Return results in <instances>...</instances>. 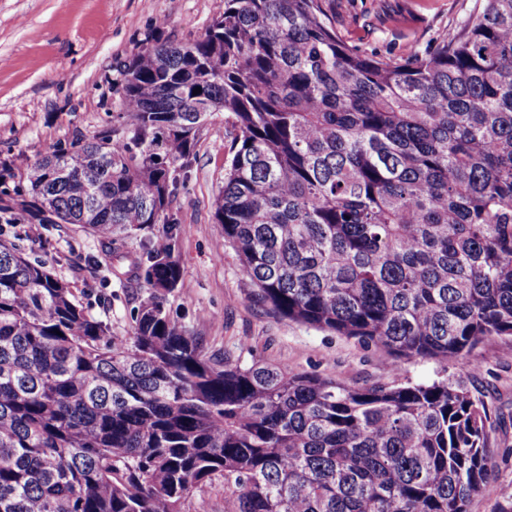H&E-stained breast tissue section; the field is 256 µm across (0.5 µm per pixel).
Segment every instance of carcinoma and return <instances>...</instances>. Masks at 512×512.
Here are the masks:
<instances>
[{
	"label": "carcinoma",
	"mask_w": 512,
	"mask_h": 512,
	"mask_svg": "<svg viewBox=\"0 0 512 512\" xmlns=\"http://www.w3.org/2000/svg\"><path fill=\"white\" fill-rule=\"evenodd\" d=\"M112 127L0 183L109 243L168 223L205 124L235 131L214 219L255 297L292 321L469 372L512 336V0L405 59L348 45L322 0H224L196 40L122 70ZM201 92L193 94V90ZM177 236L126 276L127 337L0 240V512H467L489 411L446 379L357 387L207 356L167 296ZM189 512H224V487L220 479H215L198 491L189 505Z\"/></svg>",
	"instance_id": "carcinoma-1"
}]
</instances>
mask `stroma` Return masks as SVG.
Segmentation results:
<instances>
[{
	"label": "stroma",
	"mask_w": 512,
	"mask_h": 512,
	"mask_svg": "<svg viewBox=\"0 0 512 512\" xmlns=\"http://www.w3.org/2000/svg\"><path fill=\"white\" fill-rule=\"evenodd\" d=\"M325 8L350 45L401 59L462 30L475 0H326ZM223 11L224 0H0V162L14 182H23L55 145L111 125L120 110L121 70L141 48L193 40ZM232 139L224 119L207 125L182 174L170 209L182 277L168 308L209 355L228 352L246 364L260 361L354 386L437 379L464 386L489 410L492 460L491 488L471 498L468 512H512V336L477 345L470 353L478 366L473 373L453 361L417 358L393 374L383 348L290 321L258 303L213 218ZM40 232L35 240L22 225L10 224L4 238L68 282L111 336H127L144 292L126 287L112 271L143 259L140 237H126L107 264L102 240L78 226L45 224ZM90 276L100 283L92 294L82 288Z\"/></svg>",
	"instance_id": "obj_1"
}]
</instances>
